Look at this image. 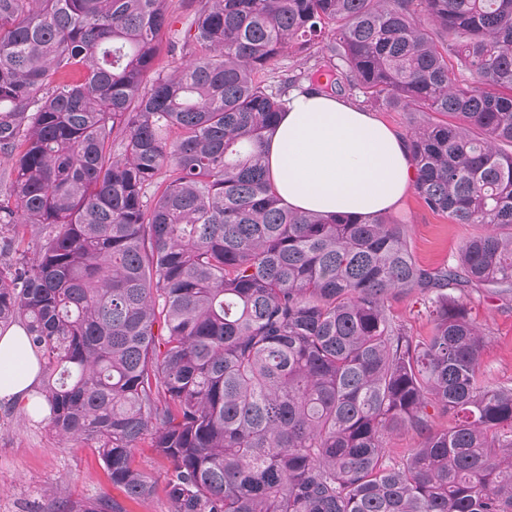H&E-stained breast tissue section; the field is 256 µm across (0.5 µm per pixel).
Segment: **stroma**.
<instances>
[{"instance_id":"1","label":"stroma","mask_w":512,"mask_h":512,"mask_svg":"<svg viewBox=\"0 0 512 512\" xmlns=\"http://www.w3.org/2000/svg\"><path fill=\"white\" fill-rule=\"evenodd\" d=\"M393 218L406 226L417 260L431 267L455 260L461 244L484 231L480 224L449 223L424 208L412 192ZM470 316L486 334L480 362L483 379L512 385V301L473 299ZM133 464L154 483L147 499L129 500L122 489L113 486L91 445L58 440L45 421L22 407L0 403V512H53L59 499L97 495L116 499L126 512H170L164 483L168 461L143 446L136 451Z\"/></svg>"}]
</instances>
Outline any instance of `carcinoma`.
<instances>
[{
	"mask_svg": "<svg viewBox=\"0 0 512 512\" xmlns=\"http://www.w3.org/2000/svg\"><path fill=\"white\" fill-rule=\"evenodd\" d=\"M168 2L0 0V327L56 437L136 500L149 443L170 512H512V387L479 379L469 314L512 297V0H186L181 30ZM293 90L409 113L419 201L487 231L430 268L383 213L288 208L262 153ZM412 292L423 341L386 306ZM417 444L418 439L411 433L393 436L388 440L387 456L398 462L406 457L412 448H416Z\"/></svg>",
	"mask_w": 512,
	"mask_h": 512,
	"instance_id": "1",
	"label": "carcinoma"
}]
</instances>
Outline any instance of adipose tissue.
Segmentation results:
<instances>
[{"instance_id":"1","label":"adipose tissue","mask_w":512,"mask_h":512,"mask_svg":"<svg viewBox=\"0 0 512 512\" xmlns=\"http://www.w3.org/2000/svg\"><path fill=\"white\" fill-rule=\"evenodd\" d=\"M263 163L284 204L325 215L395 210L415 172L404 138L389 126L340 97L298 90L266 135ZM39 378L24 328L0 330V402L34 411Z\"/></svg>"}]
</instances>
